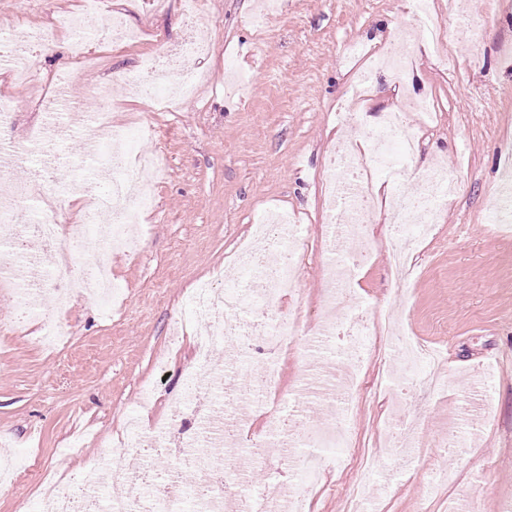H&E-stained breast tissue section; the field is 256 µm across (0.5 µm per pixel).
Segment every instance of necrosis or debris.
I'll use <instances>...</instances> for the list:
<instances>
[{
  "label": "necrosis or debris",
  "mask_w": 512,
  "mask_h": 512,
  "mask_svg": "<svg viewBox=\"0 0 512 512\" xmlns=\"http://www.w3.org/2000/svg\"><path fill=\"white\" fill-rule=\"evenodd\" d=\"M62 23L70 35L72 56L84 68L94 64L90 41L102 38L113 47L122 48L140 37L139 31L122 15L103 10L100 0H87L84 12L67 15ZM46 38V33L39 29L18 30L11 26L0 29V57L12 64L15 77L30 78L32 60ZM211 50L212 43L206 33H198L173 44L164 55L141 60L137 74L128 83L148 104L166 102L171 94L190 95L202 75L194 63L207 58ZM410 55L409 44L400 31L392 36L386 51L370 52V66L350 85L345 102L336 114L337 123L364 124L365 115L355 105L371 88L373 74L387 72L396 86H403L409 79ZM69 84V73L58 74L51 90L41 93L38 99L45 124L22 143L0 145V244L20 249L22 257L21 263L0 265V283H11L16 312L5 331L13 334L28 319L39 320L42 333L38 342L49 349L59 347L66 338L61 312L72 296L106 284L108 249L128 242L137 211L153 204V193L144 171L132 170L129 163L138 140L143 137V129L113 124L110 84L96 86L94 93L99 109L89 114L72 104ZM434 109L430 98L415 97L406 100L398 110L385 113L379 123L368 125L371 150L365 158L359 157L345 141H337L326 176L331 194L327 211L330 223L325 227L323 244L324 304L316 330H304L297 316L283 309L285 299L295 297L301 276L296 255L302 244L297 238L295 222L289 217L258 224L253 243L238 256L239 266L262 275V287L232 278L219 287L206 281L195 289L193 298L205 326L194 336L193 361L185 373L184 392L181 400L171 405L170 414L178 416L188 401L216 391L226 393L228 399L213 404L196 433L183 444L178 466L180 470L193 471L194 479L161 481L140 470L113 464V457L120 453L161 458L168 436L166 424L150 428L138 424L128 431V440L120 448L102 450L100 466L79 471L66 483H51L40 501L41 512H183V505L188 501L193 502L197 512H224L228 504L234 506L235 512H304L303 491L287 496L272 485L259 496L246 497L238 492L236 485L225 482L224 466L233 461L236 446L253 412L264 418V429L253 438V446L289 449V465L297 470L305 488L315 486L318 480L325 463L322 448L336 447L351 453L346 425L354 419L352 406L359 387L352 381L340 386L330 384L326 356L335 352L337 335L350 336L344 363L348 372H356L372 349L379 321L372 317L348 318L339 312L355 293L356 277L368 258L367 251L350 250L346 242L369 235L376 203L372 172L390 168L395 180L403 181V171L393 168L391 152L399 149L404 156H411L416 134L409 117ZM80 130L100 134L101 140L94 151L100 164L92 175L73 180L72 186L83 195L86 209L82 220L70 222L61 216L49 178L53 160H41L39 169L24 181L14 180L12 173L26 154L56 148ZM457 187L454 174L443 166L419 174L411 189L400 190L395 195L394 223L415 227L413 234H399L389 253L397 283L405 282L409 253L419 237L432 229ZM23 202L35 204L39 211L38 223L27 228L17 225L19 205ZM30 234L56 248L61 266H69L71 256L78 250L98 253L99 258L79 274L63 279L50 277L40 258L25 248V239ZM272 249L280 255L275 264L266 260ZM46 292L52 293L53 306L41 305L40 297ZM383 322L390 335V351L399 357L405 378H412L417 368L427 370L430 350L397 330L398 318L394 313L385 314ZM255 335L263 337L271 356L255 367L240 370L242 354L250 337ZM227 339L233 342L234 354L223 365H215L213 352ZM290 349L302 351L308 371L303 396H310L314 388L322 387L327 395L338 398L343 424L333 434H325L319 427L304 429L301 421L284 417L278 397L279 355ZM112 482L124 484L127 491L110 497L108 506H101L100 493Z\"/></svg>",
  "instance_id": "1"
}]
</instances>
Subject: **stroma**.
Instances as JSON below:
<instances>
[{"label":"stroma","mask_w":512,"mask_h":512,"mask_svg":"<svg viewBox=\"0 0 512 512\" xmlns=\"http://www.w3.org/2000/svg\"><path fill=\"white\" fill-rule=\"evenodd\" d=\"M78 0H0V20L16 17L47 31L34 69L41 82L60 72L72 76L71 92L83 112L96 111L91 89L110 83L120 107L115 125H128L142 110L126 83L142 56L178 39L187 21L178 0H104L125 13L145 39L132 47L102 45L95 68L84 71L69 53L70 36L58 20ZM264 30L251 18L254 0H202L200 24L215 39L201 64L205 79L193 99L176 111L155 112L156 134L142 139L145 153L161 156L152 209L141 223L146 236L136 254L112 253V278L120 291L111 317L90 298L75 296L62 313L71 345L62 357H46L34 332L0 343V434L11 441L26 468L22 482L35 490L42 472H77L96 463L103 444L126 435L129 412L144 423L166 418L181 396L182 371L193 355L196 283L213 278L230 253L252 237L260 216L285 209L297 219L306 245L301 251L300 305L306 322L319 315L323 269L317 246L324 219V184L337 139L368 152L364 126L337 127L333 114L356 74L365 66L344 49L361 43L383 50L398 29L414 26L413 0H280ZM459 0H433L448 50L460 64L444 74L426 42L413 47L412 73L419 94L433 99L436 117L421 124L411 116L419 149L415 172L447 163L460 183L432 236L423 240L412 264L415 274L393 298L394 277L387 251L394 242L386 207H378L371 238L376 250L357 276L358 297L373 307L394 308L420 342L443 352L445 385L430 393L382 380L378 359L361 372L354 402V445L381 447L392 428L411 426L414 448H390L377 469L360 476L334 449L321 484L308 492L311 512H345L366 478L367 512H503L512 505V232L496 233L484 217L489 189L499 184L500 141L512 140V0H471L486 15L485 33L473 45L459 36ZM0 94L16 111L0 142L22 141L41 125L43 114L27 84L0 70ZM88 163L74 139L57 154L58 201L67 219L80 217L85 202L66 189ZM184 334L172 341L174 322ZM154 390L141 410L144 387ZM455 426L462 447H439ZM79 452L62 454L74 435ZM279 451L242 450L249 489L287 480ZM448 481L428 491L440 473Z\"/></svg>","instance_id":"obj_1"}]
</instances>
